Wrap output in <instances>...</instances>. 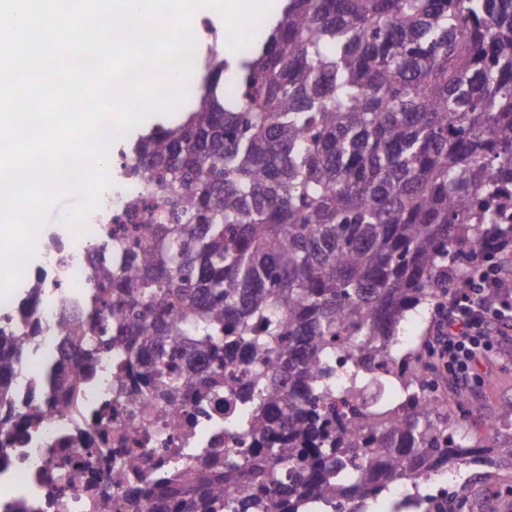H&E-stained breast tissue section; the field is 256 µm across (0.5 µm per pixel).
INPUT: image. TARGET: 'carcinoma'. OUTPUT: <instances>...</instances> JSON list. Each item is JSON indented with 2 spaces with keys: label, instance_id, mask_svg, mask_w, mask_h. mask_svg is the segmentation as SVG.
<instances>
[{
  "label": "carcinoma",
  "instance_id": "1",
  "mask_svg": "<svg viewBox=\"0 0 512 512\" xmlns=\"http://www.w3.org/2000/svg\"><path fill=\"white\" fill-rule=\"evenodd\" d=\"M130 155L178 217L145 225L143 247L110 227L91 245L94 314L112 311L127 365L153 349L145 384L168 401L213 390L240 352V394L257 397V446L164 480L173 512H217L227 486L240 512H300L298 491L333 506L486 462L419 401V352L394 341L512 242V0H286L235 62L212 53L192 110ZM56 330L78 378L112 350L65 312ZM36 335L0 324L3 406ZM176 351L212 376L167 371ZM336 352L355 381L324 379ZM333 398L350 414L331 419ZM493 458L486 484L512 491V440ZM451 501L418 505L464 512Z\"/></svg>",
  "mask_w": 512,
  "mask_h": 512
}]
</instances>
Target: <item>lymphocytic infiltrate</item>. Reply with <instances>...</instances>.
<instances>
[{
	"label": "lymphocytic infiltrate",
	"instance_id": "obj_1",
	"mask_svg": "<svg viewBox=\"0 0 512 512\" xmlns=\"http://www.w3.org/2000/svg\"><path fill=\"white\" fill-rule=\"evenodd\" d=\"M512 330V246L495 245L474 262L465 287L454 289L441 309L431 353L456 386L469 388L474 365L491 339Z\"/></svg>",
	"mask_w": 512,
	"mask_h": 512
}]
</instances>
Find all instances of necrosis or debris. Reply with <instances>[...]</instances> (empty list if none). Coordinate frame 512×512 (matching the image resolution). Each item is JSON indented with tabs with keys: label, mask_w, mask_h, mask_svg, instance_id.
<instances>
[{
	"label": "necrosis or debris",
	"mask_w": 512,
	"mask_h": 512,
	"mask_svg": "<svg viewBox=\"0 0 512 512\" xmlns=\"http://www.w3.org/2000/svg\"><path fill=\"white\" fill-rule=\"evenodd\" d=\"M118 165L113 187L87 218V233L50 237L34 272L41 281L35 299L0 300V321H24L39 330L10 382L11 415L0 421V512H93L106 494L120 500L148 498L159 512H170L169 502L153 493L157 481L177 468L200 465L215 451L255 442L246 427L252 413L236 401L237 386L222 384L207 397L168 404L143 383L138 369L107 355L87 366L86 377L71 376L54 322L64 309L84 320L91 315L88 243L102 225L154 224L167 213L161 200L143 195L132 157L119 158ZM119 380L137 391V403L116 404L113 386ZM34 399L45 408L38 419L25 415ZM71 399L83 406L81 421L57 411ZM129 448L143 458L144 470L113 480V459ZM53 453L66 458L68 477L51 484L46 473Z\"/></svg>",
	"instance_id": "4bbe7bcc"
}]
</instances>
